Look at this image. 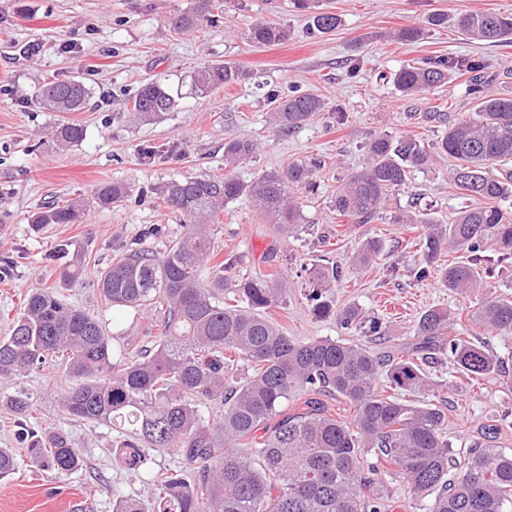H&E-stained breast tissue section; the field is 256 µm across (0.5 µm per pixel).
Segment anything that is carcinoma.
Masks as SVG:
<instances>
[{
    "instance_id": "cac0c4a2",
    "label": "carcinoma",
    "mask_w": 512,
    "mask_h": 512,
    "mask_svg": "<svg viewBox=\"0 0 512 512\" xmlns=\"http://www.w3.org/2000/svg\"><path fill=\"white\" fill-rule=\"evenodd\" d=\"M309 15L314 34L339 25L336 14L318 9L316 0H295ZM212 0H197L195 9L174 18L175 27L190 31L206 18ZM468 38L512 43V18L495 13L467 14L456 20ZM249 39L257 45L280 44L288 27L261 20L252 25ZM453 74L467 76L464 96L473 111L450 123L439 141L429 147L410 134L374 138L365 168L336 188V215L354 224L373 219L389 194L405 185L414 170L434 164L436 155L457 161L453 183L459 194L482 205L465 208L450 224H438L421 211L400 213L398 224H424L420 240L423 263L419 280L438 272L443 287L467 292L483 286L490 259H512V211L500 202L512 197V95L493 94L485 81V65L469 58L437 57L401 67L393 77L406 97H421L448 83ZM245 70L230 64L199 69L190 92L206 97L215 90L244 81ZM92 95L84 81L72 78L49 83L41 101L51 112H78ZM182 93L159 81L143 85L126 103L130 118L152 123L177 107ZM324 109L310 93L292 92L279 98L270 112L282 131L303 125ZM85 129L63 122L53 131L62 145L83 141ZM256 144L248 138L224 143L225 166L251 158ZM320 161L290 164L251 182L232 171L224 176H195L163 184L159 196L180 213L187 231L166 249L121 251L98 274L100 294L113 307L150 310L156 335L151 345L133 351L114 349L102 322L66 305L53 288H36L26 297L24 313L0 338V379L22 376L56 358H64L72 384L61 397L68 415L110 426L122 435L118 454L130 469L147 465L150 452L174 448L193 471L186 478L175 471L149 500L116 501L113 512H383L388 499L385 477L401 474L414 496L428 500L426 512H512V453L491 440L470 445L459 473L448 478L453 448L448 421L437 405L410 401L399 393L431 387L423 365L429 356L448 351L457 370L470 382L501 375L505 360L481 342L451 336L450 314L431 308L421 314L412 353L401 357L375 356L364 347L331 337L298 341L269 319L266 311L286 301L288 288L279 274L228 282L226 261L212 266L209 226L224 205L246 197L254 210L285 235L301 228L303 213L294 197L299 189H314L313 175ZM121 182L97 188L95 203L110 208L128 196ZM85 205H50L32 216L41 229L48 224H81ZM471 254V260L438 268L449 248ZM57 259L59 288L81 279L82 257L60 245ZM341 277L335 263L310 272L307 300L317 319L335 318L342 329L367 330L385 336L386 325L368 321L354 307L336 308L327 295ZM468 321L477 329L512 334V300H491L478 307ZM385 372L387 395L378 389ZM308 395V410L284 414L296 397ZM332 395L349 403L353 422L327 414L317 399ZM21 420L32 407L31 397L18 393L6 400ZM221 408L220 421L203 423L199 406ZM34 463L66 475L81 466V457L61 431L20 432ZM375 455L376 464L365 467ZM17 466L12 448H0V477Z\"/></svg>"
}]
</instances>
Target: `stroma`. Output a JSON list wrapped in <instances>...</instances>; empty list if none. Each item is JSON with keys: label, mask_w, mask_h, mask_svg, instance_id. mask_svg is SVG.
Here are the masks:
<instances>
[{"label": "stroma", "mask_w": 512, "mask_h": 512, "mask_svg": "<svg viewBox=\"0 0 512 512\" xmlns=\"http://www.w3.org/2000/svg\"><path fill=\"white\" fill-rule=\"evenodd\" d=\"M219 3L212 20L177 32L171 19L192 10L196 0H0V336L8 335L32 289L55 284V255L64 243L82 251L85 266L80 282L61 289L63 299L103 321L115 342L145 336L152 313L112 308L94 283L97 272L118 249L144 243L161 250L183 233L182 217L165 207L158 187L184 176L222 173L225 142L247 137L258 149L234 169L243 181L314 157L321 166L314 190L297 194L305 218L297 235L285 236L267 224L247 198L225 205L212 234L216 261L234 262L229 277L283 273L288 303L267 315L301 341L346 335L335 320L321 321L310 312L309 272L318 264L341 268L332 292L337 307H359L386 324V340L354 335V342L371 350L408 351L420 315L447 308L456 334L488 344L508 371L479 390L450 360L426 365L438 386L425 399L447 414L456 461L464 460L487 424L497 425L499 445L512 452V335L477 330L468 321L480 304L512 297V261L495 264L485 286L467 293L449 291L434 277L415 280L413 270L422 261L416 240L424 228L393 221L415 202L444 224L470 206L450 180L453 159L440 156L431 169L413 172L369 223H350L332 207L339 182L365 165L372 139L410 133L432 143L443 130L429 117L434 107L469 109L460 77L429 95L401 97L389 77L402 66L437 56L476 57L487 63L495 92L512 91L511 44L479 42L456 27L427 23L434 13L452 19L476 11L510 17L512 0H320L322 9L342 20L334 32L321 35L309 33L306 15L293 0ZM260 19L286 24L287 41L249 42L248 31ZM404 27L420 28L421 39L395 40L394 32ZM211 63L237 65L250 77L204 98L186 97L159 121L129 118L125 103L142 84L186 81ZM72 77L92 90L85 110H45L42 89ZM291 90L319 96L325 108L283 133L269 119L270 96ZM66 120L84 126L81 143L65 147L54 140L53 127ZM113 181L126 184L128 196L109 208L93 205L95 190ZM73 201L87 203L86 223L33 230L30 218L42 206ZM370 239L379 240V253L370 266L355 265L353 254ZM69 384L55 362L0 379V448L18 445L17 421L2 401L22 391L33 402L29 427L64 431L82 459L77 471L63 477L19 456L17 470L0 478V512H113L117 499L146 497L151 480L182 469L173 448L152 452L143 469H128L118 457V431L60 409L58 398Z\"/></svg>", "instance_id": "obj_1"}]
</instances>
